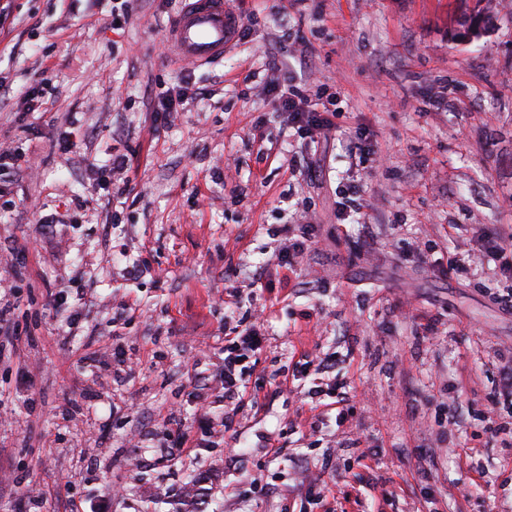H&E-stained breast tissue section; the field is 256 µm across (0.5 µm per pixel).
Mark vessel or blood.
I'll return each mask as SVG.
<instances>
[{
    "instance_id": "1",
    "label": "vessel or blood",
    "mask_w": 512,
    "mask_h": 512,
    "mask_svg": "<svg viewBox=\"0 0 512 512\" xmlns=\"http://www.w3.org/2000/svg\"><path fill=\"white\" fill-rule=\"evenodd\" d=\"M240 29L239 18L227 7V0H184L170 23L165 40L170 52L181 62L199 66L224 56Z\"/></svg>"
}]
</instances>
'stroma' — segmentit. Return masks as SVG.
Segmentation results:
<instances>
[{"label": "stroma", "instance_id": "1", "mask_svg": "<svg viewBox=\"0 0 512 512\" xmlns=\"http://www.w3.org/2000/svg\"><path fill=\"white\" fill-rule=\"evenodd\" d=\"M131 5L116 31L112 0H0V145L21 165L0 193L17 323L0 340V512H180L190 465L197 512H512V417L487 407L512 276L476 260L478 225H512V0H297L284 16L232 0L239 39L200 67L164 59L181 0ZM186 76L203 98L157 119L155 95ZM272 79L342 112L340 131L300 137L259 93ZM119 154L123 193L107 186ZM253 322L267 342L248 392L333 357L344 425L295 392L225 431L224 335ZM451 384L468 406L453 421ZM204 418L191 464L166 433Z\"/></svg>", "mask_w": 512, "mask_h": 512}]
</instances>
